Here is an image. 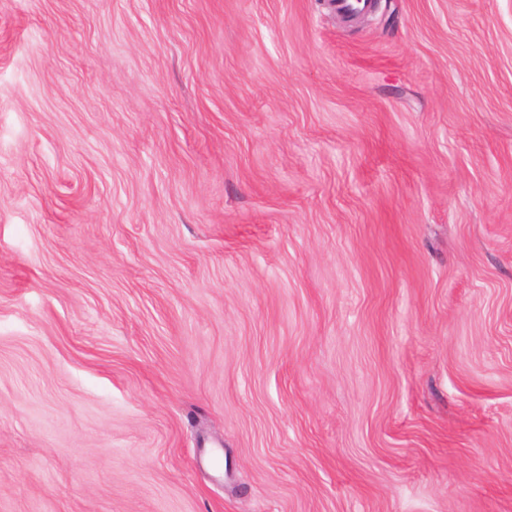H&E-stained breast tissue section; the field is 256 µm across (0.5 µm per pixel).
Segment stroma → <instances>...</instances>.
<instances>
[{"label": "stroma", "instance_id": "stroma-1", "mask_svg": "<svg viewBox=\"0 0 512 512\" xmlns=\"http://www.w3.org/2000/svg\"><path fill=\"white\" fill-rule=\"evenodd\" d=\"M0 0V512H512V0Z\"/></svg>", "mask_w": 512, "mask_h": 512}]
</instances>
